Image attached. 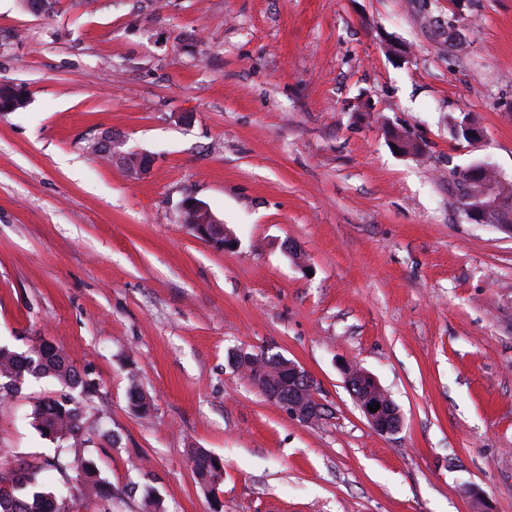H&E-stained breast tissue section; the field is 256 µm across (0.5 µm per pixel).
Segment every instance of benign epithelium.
<instances>
[{"instance_id": "1", "label": "benign epithelium", "mask_w": 512, "mask_h": 512, "mask_svg": "<svg viewBox=\"0 0 512 512\" xmlns=\"http://www.w3.org/2000/svg\"><path fill=\"white\" fill-rule=\"evenodd\" d=\"M102 146V154L112 158L116 163H126L128 154L122 151L123 142L108 139L102 142ZM494 169L495 166L486 161L471 165L467 170L468 183L479 184L480 193L476 195L472 190H463L459 193L461 210L469 220L479 224L496 223L499 212L509 203L508 199L499 194L497 184L486 178L487 173ZM183 210L192 215L187 223L188 228L194 231L200 224L222 228V222L200 201H186ZM344 374L346 387L371 428L383 435L398 432L403 421L400 409L377 380L363 370L348 367L344 369ZM254 386L268 402L285 407L291 417L302 423H313L323 415V406L315 396L311 377L292 360L288 361V389L274 391L257 382ZM376 404L380 405V408L374 413L370 412L368 406Z\"/></svg>"}]
</instances>
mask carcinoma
<instances>
[{
    "mask_svg": "<svg viewBox=\"0 0 512 512\" xmlns=\"http://www.w3.org/2000/svg\"><path fill=\"white\" fill-rule=\"evenodd\" d=\"M24 89L11 82H0V112H15L26 107ZM475 119L464 115L453 119L451 130L458 140H468V128ZM236 362L253 379L265 384L279 383L285 377L281 363L261 364L254 354L236 355ZM50 377L58 382L63 393L34 406L31 425L38 433L56 444L55 454L37 462H21L0 470V512H80L85 502L112 500V485L101 477L93 458L94 439L86 432V414L93 409L97 383L89 374L78 371L58 348L38 338L19 352L0 345V397L22 391L30 380ZM215 458L204 448H195L191 459L197 484L207 493H214L222 475ZM79 471V481L69 482V471ZM56 473L61 485L44 490L48 474Z\"/></svg>",
    "mask_w": 512,
    "mask_h": 512,
    "instance_id": "carcinoma-1",
    "label": "carcinoma"
}]
</instances>
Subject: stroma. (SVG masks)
Listing matches in <instances>:
<instances>
[{"mask_svg":"<svg viewBox=\"0 0 512 512\" xmlns=\"http://www.w3.org/2000/svg\"><path fill=\"white\" fill-rule=\"evenodd\" d=\"M1 80L28 102L0 112V342L95 379L114 496L88 512L149 491L167 512H512V224L468 220L451 177L487 159L512 182V0H0ZM464 113L481 143L452 137ZM105 135L146 177L95 152ZM191 197L234 248L189 230ZM239 349L300 364L322 418L269 403ZM58 392L0 399V467L53 455L27 416ZM193 448L224 462L215 494ZM345 384L353 395L360 411L371 428L379 434L388 435L398 432L402 426V414L388 393L369 373L345 367ZM380 408L370 412L368 405Z\"/></svg>","mask_w":512,"mask_h":512,"instance_id":"obj_1","label":"stroma"}]
</instances>
